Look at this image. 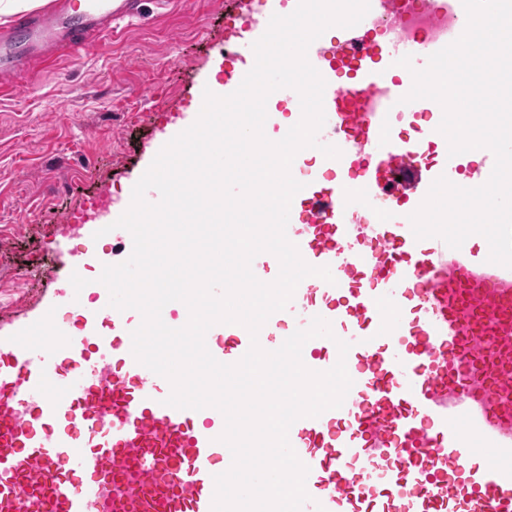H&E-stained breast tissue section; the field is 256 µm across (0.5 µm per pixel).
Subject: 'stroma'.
<instances>
[{
	"label": "stroma",
	"instance_id": "1",
	"mask_svg": "<svg viewBox=\"0 0 512 512\" xmlns=\"http://www.w3.org/2000/svg\"><path fill=\"white\" fill-rule=\"evenodd\" d=\"M237 12V0H149L107 47L22 75L17 94L0 98V334L38 320L71 258L93 273L122 261L97 221L73 229L63 219L103 186L120 210L204 90L223 93L224 19ZM48 266L54 279L15 288L29 268Z\"/></svg>",
	"mask_w": 512,
	"mask_h": 512
}]
</instances>
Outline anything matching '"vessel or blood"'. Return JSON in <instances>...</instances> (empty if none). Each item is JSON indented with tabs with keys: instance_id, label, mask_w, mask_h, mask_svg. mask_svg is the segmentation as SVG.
Masks as SVG:
<instances>
[{
	"instance_id": "obj_1",
	"label": "vessel or blood",
	"mask_w": 512,
	"mask_h": 512,
	"mask_svg": "<svg viewBox=\"0 0 512 512\" xmlns=\"http://www.w3.org/2000/svg\"><path fill=\"white\" fill-rule=\"evenodd\" d=\"M248 24L226 22L236 64L234 92L255 64L254 43L282 7L298 0H240ZM419 3L447 38L398 35ZM144 0H49L0 29V91L58 55L108 40L118 22L141 16ZM462 0H370L351 28L318 38L307 58L326 81L317 134L340 149L324 183L301 175L286 234L303 260L334 280L309 276L258 336L237 324L211 327L205 342L225 364L259 342L277 350L285 331L328 321L333 338L302 349L305 366L345 361L353 381L342 407L297 420L288 438L309 473L302 512H512V268L489 262L478 235L453 249L416 239L409 217L438 177L463 188L489 179L495 158L476 167L446 153L443 110L431 99L404 102L413 70L464 32ZM410 56V67L399 66ZM432 121L406 136L422 113ZM442 149L435 162L429 148ZM85 265L68 269L66 302L84 311ZM254 275L274 281L270 253ZM83 333L49 320L0 336V512H212L214 477L231 464L215 408L176 409L170 382L136 361L141 323L101 294ZM349 343L340 355L338 341Z\"/></svg>"
}]
</instances>
